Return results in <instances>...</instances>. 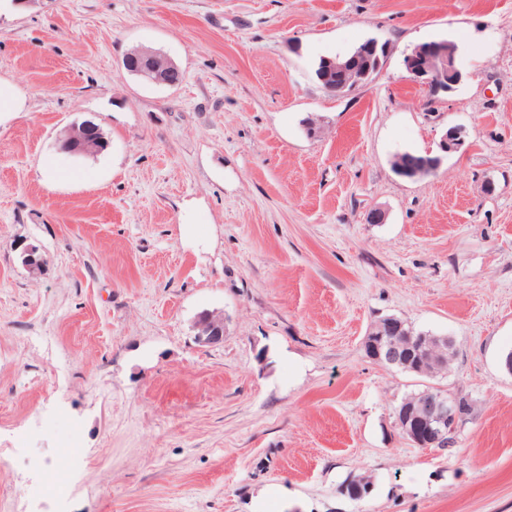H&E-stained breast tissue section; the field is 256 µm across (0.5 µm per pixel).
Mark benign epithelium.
<instances>
[{
    "label": "benign epithelium",
    "mask_w": 512,
    "mask_h": 512,
    "mask_svg": "<svg viewBox=\"0 0 512 512\" xmlns=\"http://www.w3.org/2000/svg\"><path fill=\"white\" fill-rule=\"evenodd\" d=\"M380 43L375 38L366 40L351 57L345 59L336 57L326 59L327 74L320 77L326 83V90L334 93L349 92L362 84L361 78L367 73L359 69L362 61L369 62L377 56ZM404 65L411 80L434 94L448 93L468 78L457 65V49L448 47V43L435 41L426 45H418L404 58ZM126 71L143 76L157 85L174 84L173 76L179 74L176 65L169 59L158 56L157 53L145 52L141 55H131L124 59ZM341 74L343 82L340 85L330 84V72ZM100 134L97 125L85 122L79 133L69 132L61 140L60 149L70 155L80 151V143L76 136L82 137ZM465 143V132L457 126H450L441 136L439 142L440 154L434 156L430 167L438 169L444 155L455 152ZM196 341L201 346H209L220 342L224 337V318L216 313H204L196 322ZM396 331L394 322L387 320L377 323L368 334L373 341L368 357L388 365H406L407 348L401 341L385 340V335ZM450 341L440 344L429 341L418 349L422 360L433 362L439 366L448 365V349ZM417 419L421 422L429 443L437 444L454 431L457 422V411L452 399L442 393H431L418 403L410 402L404 410V420Z\"/></svg>",
    "instance_id": "obj_1"
}]
</instances>
